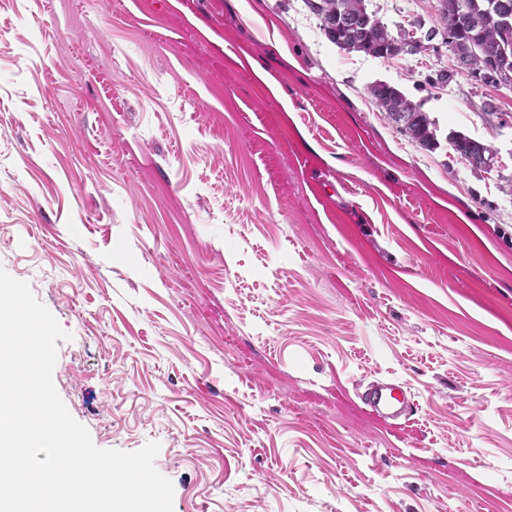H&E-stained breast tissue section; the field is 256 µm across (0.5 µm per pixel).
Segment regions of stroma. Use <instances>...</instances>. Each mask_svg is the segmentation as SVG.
I'll list each match as a JSON object with an SVG mask.
<instances>
[{
  "mask_svg": "<svg viewBox=\"0 0 512 512\" xmlns=\"http://www.w3.org/2000/svg\"><path fill=\"white\" fill-rule=\"evenodd\" d=\"M0 267L69 333L93 443H159L173 512H512V91L447 49L342 51L304 0H0ZM386 379L401 418L360 399ZM396 89V88H395ZM398 90V89H396ZM399 91V90H398ZM400 92V91H399ZM401 93V92H400ZM406 97V103L411 106L416 112H408L404 110H399L398 112H386L388 118L391 119L392 122L397 124V129L406 135L412 142L420 145L424 148H434L438 145V141H435L433 131H437L435 123L430 119L426 112H418L416 108H420L419 104L414 103L411 99H409L405 94L401 93ZM422 110V109H421ZM400 112H404L411 116V122L407 124V117H403L400 120V123L407 124L404 127H401L397 123L396 115Z\"/></svg>",
  "mask_w": 512,
  "mask_h": 512,
  "instance_id": "35a3bbf8",
  "label": "stroma"
}]
</instances>
